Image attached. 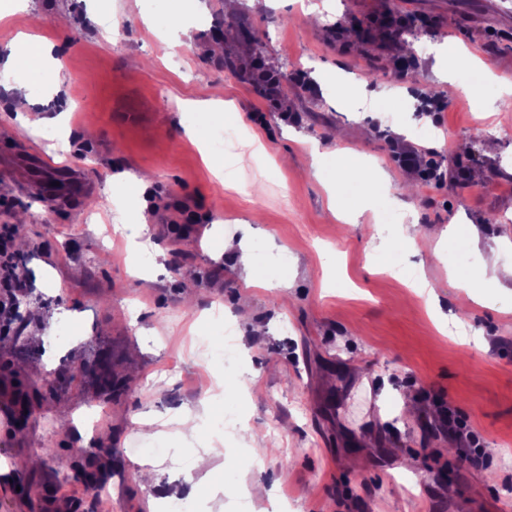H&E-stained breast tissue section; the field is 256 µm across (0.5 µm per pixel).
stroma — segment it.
I'll return each mask as SVG.
<instances>
[{
    "mask_svg": "<svg viewBox=\"0 0 512 512\" xmlns=\"http://www.w3.org/2000/svg\"><path fill=\"white\" fill-rule=\"evenodd\" d=\"M392 15L412 49L390 41L383 19ZM177 25L191 28L190 46L162 51ZM443 33L483 62L479 79L437 56ZM36 36L66 44L65 54L43 66ZM13 51L31 65L0 83V127L14 130L0 138V225L27 216L16 272L55 319L0 335V512H44L51 493L78 512H160L132 471L145 456L188 512H237L236 494L255 482L270 493L251 498V512H452L465 496L476 512H504L512 297L462 282L479 272L478 245L499 238L508 241L500 262L512 266V95L498 81L512 74V0H181L175 14L168 0H0V62ZM256 52L289 73L286 101L271 104L219 62ZM395 55L409 78L396 77ZM441 70L459 90L435 118L421 98ZM339 85L353 94L333 96ZM21 90L48 121L40 132L15 109ZM194 101L220 109L200 112ZM227 126L240 140L211 151ZM407 146L441 164L443 184L399 167ZM245 152L251 160L239 164ZM346 152L386 180L347 189L338 177ZM41 155L88 173L95 196L45 208L15 168ZM332 201L361 210L358 223L337 222ZM178 202L206 217L199 232L167 229ZM131 222L149 226L152 261L115 233ZM407 224L430 236L428 248L405 247ZM241 237L247 271L224 248ZM415 274L437 307L409 288ZM219 312L245 366L217 355ZM101 356L128 384L120 397L87 378L52 388L74 362ZM21 391L34 417L20 432L11 407ZM363 393L377 412H358ZM403 397L413 417L400 412ZM436 397L467 417L493 457L489 470L458 475L457 448L429 428ZM185 406L202 414L188 437L166 424ZM228 411L249 436L224 431ZM139 413L162 423V435L141 438ZM88 462L109 473L96 492L74 477ZM187 473L191 496L179 484Z\"/></svg>",
    "mask_w": 512,
    "mask_h": 512,
    "instance_id": "obj_1",
    "label": "stroma"
}]
</instances>
